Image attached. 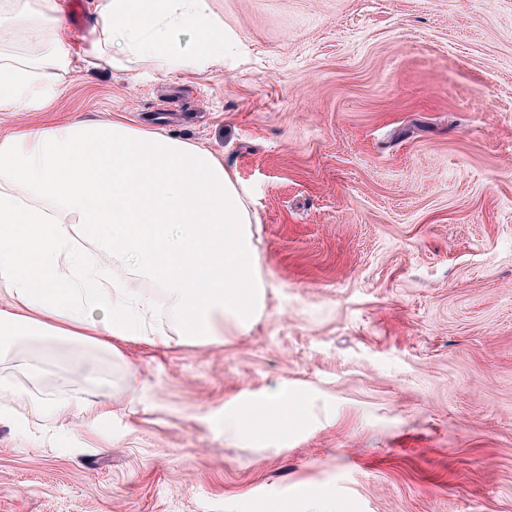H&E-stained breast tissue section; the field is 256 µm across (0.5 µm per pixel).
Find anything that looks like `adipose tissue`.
Returning <instances> with one entry per match:
<instances>
[{
  "label": "adipose tissue",
  "mask_w": 512,
  "mask_h": 512,
  "mask_svg": "<svg viewBox=\"0 0 512 512\" xmlns=\"http://www.w3.org/2000/svg\"><path fill=\"white\" fill-rule=\"evenodd\" d=\"M60 0H0V26L48 37L27 59L0 56V117L36 111L59 92L53 72L72 64ZM197 33L192 52L173 38ZM224 55L210 0H97L88 68L145 60L162 72L196 71ZM252 219L221 159L188 141L115 120L68 121L0 135V349L46 337L117 352V340L193 345L247 331L265 307ZM102 244L159 304L88 265L80 240ZM175 320L169 334L155 311ZM10 409L37 418L81 415L0 383ZM287 388L224 411V433L264 440L287 432Z\"/></svg>",
  "instance_id": "1"
}]
</instances>
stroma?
Here are the masks:
<instances>
[{"mask_svg":"<svg viewBox=\"0 0 512 512\" xmlns=\"http://www.w3.org/2000/svg\"><path fill=\"white\" fill-rule=\"evenodd\" d=\"M75 57L43 110L146 123L243 188L266 307L214 345L95 357L112 419L0 417V512H512V0H211L200 72L88 69L95 0H63ZM14 388L93 399L74 345L16 347ZM133 363L136 404L122 377ZM286 441L224 434L280 384Z\"/></svg>","mask_w":512,"mask_h":512,"instance_id":"obj_1","label":"stroma"}]
</instances>
